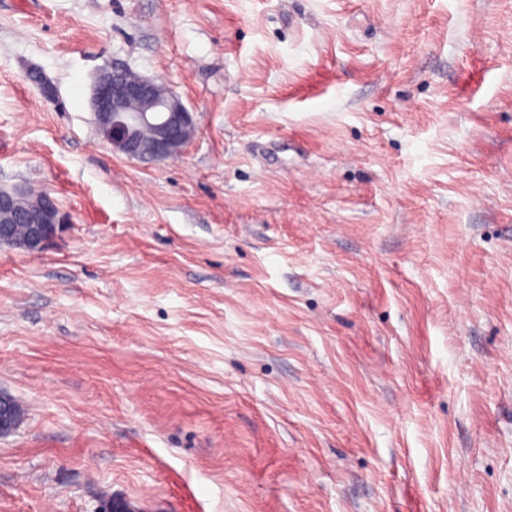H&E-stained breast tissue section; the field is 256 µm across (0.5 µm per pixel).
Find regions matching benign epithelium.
<instances>
[{
  "mask_svg": "<svg viewBox=\"0 0 512 512\" xmlns=\"http://www.w3.org/2000/svg\"><path fill=\"white\" fill-rule=\"evenodd\" d=\"M98 134L126 158L154 161L179 156L194 137L193 115L164 83L146 78L129 82L113 67L96 78L91 100ZM18 187L0 189V245L29 252L44 249L62 234L69 218L54 198ZM19 419L12 403L0 398V436L13 432Z\"/></svg>",
  "mask_w": 512,
  "mask_h": 512,
  "instance_id": "1",
  "label": "benign epithelium"
}]
</instances>
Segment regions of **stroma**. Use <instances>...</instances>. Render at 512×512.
<instances>
[{
  "mask_svg": "<svg viewBox=\"0 0 512 512\" xmlns=\"http://www.w3.org/2000/svg\"><path fill=\"white\" fill-rule=\"evenodd\" d=\"M15 185L71 222L0 246V512H512V0H0ZM123 71L112 67L95 80L91 107L98 134L131 160L178 157L195 135L192 112L164 83L129 82ZM9 398L11 399L12 403L10 401L6 400L3 396V393H1V398H0V436L10 434L19 425V419H18L16 412L18 413L20 418H22L23 413H24L21 404L13 397L9 396ZM13 406L15 407L16 411Z\"/></svg>",
  "mask_w": 512,
  "mask_h": 512,
  "instance_id": "35a3bbf8",
  "label": "stroma"
}]
</instances>
